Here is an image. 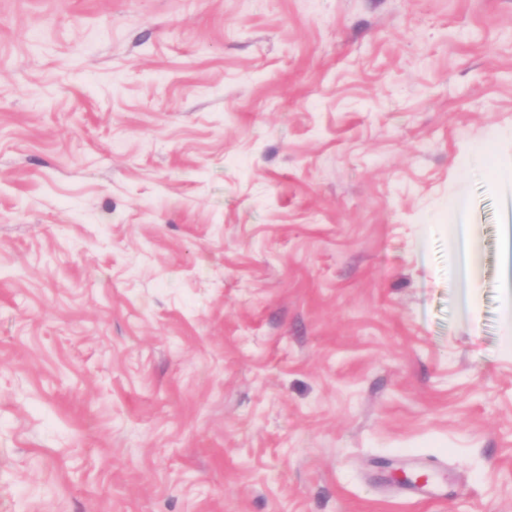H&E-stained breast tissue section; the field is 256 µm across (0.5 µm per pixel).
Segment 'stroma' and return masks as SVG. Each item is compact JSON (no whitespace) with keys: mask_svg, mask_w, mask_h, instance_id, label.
Segmentation results:
<instances>
[{"mask_svg":"<svg viewBox=\"0 0 512 512\" xmlns=\"http://www.w3.org/2000/svg\"><path fill=\"white\" fill-rule=\"evenodd\" d=\"M511 218L512 0H0V512H512Z\"/></svg>","mask_w":512,"mask_h":512,"instance_id":"obj_1","label":"stroma"}]
</instances>
